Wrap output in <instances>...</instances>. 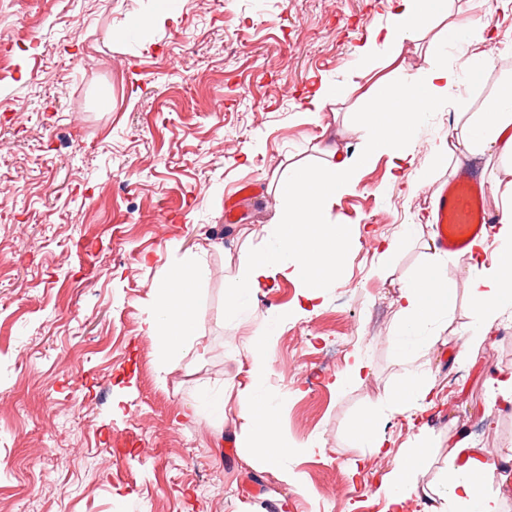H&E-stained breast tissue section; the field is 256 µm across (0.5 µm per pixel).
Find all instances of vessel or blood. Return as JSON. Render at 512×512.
Returning <instances> with one entry per match:
<instances>
[{"mask_svg":"<svg viewBox=\"0 0 512 512\" xmlns=\"http://www.w3.org/2000/svg\"><path fill=\"white\" fill-rule=\"evenodd\" d=\"M490 185L485 178L461 172L445 183L433 197L436 245L439 249L458 253L489 235L498 221L487 204Z\"/></svg>","mask_w":512,"mask_h":512,"instance_id":"b4317fda","label":"vessel or blood"}]
</instances>
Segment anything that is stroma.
<instances>
[{
  "label": "stroma",
  "mask_w": 512,
  "mask_h": 512,
  "mask_svg": "<svg viewBox=\"0 0 512 512\" xmlns=\"http://www.w3.org/2000/svg\"><path fill=\"white\" fill-rule=\"evenodd\" d=\"M392 11L393 0H0V56L12 63L0 81V395L13 400L0 407V512H383L395 456L350 439L372 407L395 447L426 429L422 487L464 439L497 462L486 488L512 512V468L500 465L512 460V406L492 387L512 375V309L491 342L464 350L471 260L445 255L456 305L438 343L405 356L392 342L397 292L432 254L433 194L453 177L433 148L453 134L457 108L479 109L511 68L426 116L401 179L384 155L358 169L327 210L352 244L316 307L299 280L277 278L247 316L224 315L242 257L272 245L265 227L285 207L290 170L320 161L329 140L347 157L362 148L347 115L365 101L354 93L312 112L317 86L366 87L398 65L416 73L473 54L462 37L443 43L441 23L405 43L397 65L362 62ZM151 14L148 39L130 32ZM452 14L499 28L497 52L512 59V11L498 0H453ZM420 169L429 177L417 188ZM245 182L263 194L238 195ZM406 224L420 230L402 242ZM189 261L206 269L191 336L164 358L145 322L156 288ZM282 311L265 388L281 404L296 486L236 448L249 344ZM357 358L368 368L346 382ZM413 367L434 382L431 403L390 412L385 397ZM224 390L220 421L200 397Z\"/></svg>",
  "instance_id": "1"
}]
</instances>
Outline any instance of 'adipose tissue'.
Wrapping results in <instances>:
<instances>
[{
  "label": "adipose tissue",
  "mask_w": 512,
  "mask_h": 512,
  "mask_svg": "<svg viewBox=\"0 0 512 512\" xmlns=\"http://www.w3.org/2000/svg\"><path fill=\"white\" fill-rule=\"evenodd\" d=\"M450 16V0H396L390 24L370 37L362 53L381 52L396 60L406 42L417 39L435 22L447 21L449 33L460 32V25L451 22ZM498 62V55L484 48L463 63L439 64L418 74L398 69L390 79L370 86L364 93L365 111L353 115L354 123L370 132L361 154L343 160L337 156V145L331 144L320 163L291 171L282 185L288 207L278 222L266 227L275 247L243 260L227 288L226 316L247 315L254 292L278 277L302 279L306 299H317L322 285L337 277L349 240L343 227L322 223L327 204L352 186L356 170L372 155H387L396 169L408 163L426 112L453 98L459 87L481 84ZM456 125L460 130L456 140L437 149L441 162L455 159L462 150L472 156L498 158L508 172L507 178L495 184L502 211L495 234L496 255L489 263L482 261L480 253L472 255L475 272L469 278V340L479 344L512 309V81L501 83L479 111L457 113ZM204 274L202 266L190 264L183 268L178 281L156 289L145 333L159 342L163 353L176 351L183 337L189 335L196 286ZM397 304L402 322L394 334L396 346L404 351L428 348L437 341L435 334L428 332V324L453 308L455 296L443 269L431 265L400 288ZM281 322L278 316L265 319L248 350L251 382L240 390L239 397L245 404L240 413L244 429L241 457L249 464L257 460L279 462L287 455V446L276 428L275 404L262 392L270 369L266 342ZM429 453L418 437L401 451L383 480L388 512H409ZM494 469V464L482 459L479 449L463 441L457 443L448 471L434 489L439 501L435 512H446L450 506L456 512H500L499 494L486 489Z\"/></svg>",
  "instance_id": "1"
}]
</instances>
